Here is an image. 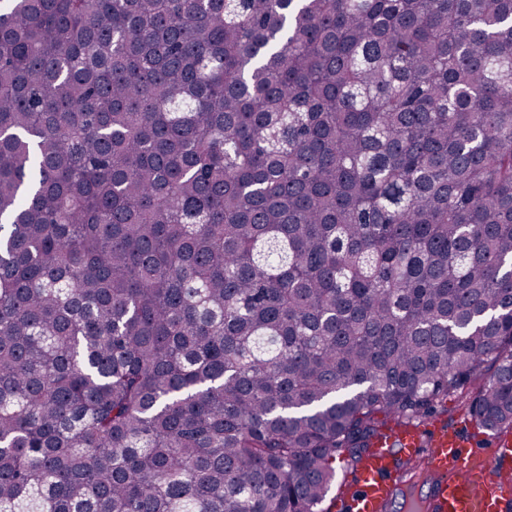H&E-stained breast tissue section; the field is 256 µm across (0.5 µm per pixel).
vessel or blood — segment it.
Wrapping results in <instances>:
<instances>
[{
	"label": "vessel or blood",
	"mask_w": 512,
	"mask_h": 512,
	"mask_svg": "<svg viewBox=\"0 0 512 512\" xmlns=\"http://www.w3.org/2000/svg\"><path fill=\"white\" fill-rule=\"evenodd\" d=\"M472 428L460 422L388 431L351 469L337 512H385L407 468L420 465L431 475L422 512H512V437L479 439Z\"/></svg>",
	"instance_id": "vessel-or-blood-1"
}]
</instances>
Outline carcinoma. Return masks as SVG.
<instances>
[{
  "instance_id": "obj_1",
  "label": "carcinoma",
  "mask_w": 512,
  "mask_h": 512,
  "mask_svg": "<svg viewBox=\"0 0 512 512\" xmlns=\"http://www.w3.org/2000/svg\"><path fill=\"white\" fill-rule=\"evenodd\" d=\"M450 393L512 433V0H0V512H326Z\"/></svg>"
}]
</instances>
